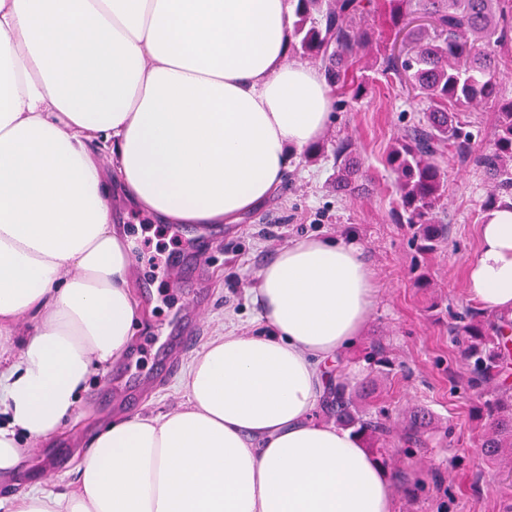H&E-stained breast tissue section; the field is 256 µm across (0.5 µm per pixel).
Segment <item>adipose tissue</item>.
<instances>
[{
    "mask_svg": "<svg viewBox=\"0 0 512 512\" xmlns=\"http://www.w3.org/2000/svg\"><path fill=\"white\" fill-rule=\"evenodd\" d=\"M290 0H0V474L75 413L140 319L112 199L235 224L325 131L322 71L288 58ZM465 295L512 317V208L488 209ZM259 330L216 333L185 404L112 421L78 487L8 512H397L387 470L314 417L377 300L355 241L288 243L255 274Z\"/></svg>",
    "mask_w": 512,
    "mask_h": 512,
    "instance_id": "obj_1",
    "label": "adipose tissue"
}]
</instances>
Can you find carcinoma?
Returning a JSON list of instances; mask_svg holds the SVG:
<instances>
[{
  "mask_svg": "<svg viewBox=\"0 0 512 512\" xmlns=\"http://www.w3.org/2000/svg\"><path fill=\"white\" fill-rule=\"evenodd\" d=\"M384 8L389 25L400 32L405 16L420 11L429 22L407 33L404 54L382 60L383 72L404 76L419 91L430 109L418 124L389 151L386 165L396 174V192L405 221L432 250L442 243L448 228L438 223V209L446 187L445 154L462 166L487 177L486 205L512 203V98L502 97L498 74L502 52L512 42V0H296L293 37L297 51L324 65L332 90L350 93L357 100L368 86L360 72L375 66L364 15ZM499 104L491 143L476 144L468 131L473 122L463 112L482 104ZM362 170L350 145L336 150V188L352 194L362 185ZM454 341L463 347L470 388L485 400L489 422L480 451L489 460L509 452L512 465V388L502 382L504 365L512 362L505 351L512 334V319L485 320L478 308L450 326ZM322 412L379 446L381 462L389 453L384 445L396 442L406 448H425L432 429L429 412L416 409L401 429L389 415L373 412L348 386L332 382L322 400Z\"/></svg>",
  "mask_w": 512,
  "mask_h": 512,
  "instance_id": "1",
  "label": "carcinoma"
}]
</instances>
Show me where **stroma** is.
Masks as SVG:
<instances>
[{
	"instance_id": "stroma-1",
	"label": "stroma",
	"mask_w": 512,
	"mask_h": 512,
	"mask_svg": "<svg viewBox=\"0 0 512 512\" xmlns=\"http://www.w3.org/2000/svg\"><path fill=\"white\" fill-rule=\"evenodd\" d=\"M366 75L367 95L337 103L315 143L316 155L301 152L280 197L241 223L163 224L113 205L114 226L134 243L136 296L152 313L134 347L142 368L152 372L155 339L168 333L178 316L189 315L200 325L188 349L192 355L223 328L227 310L238 314L240 331L254 330L249 296L259 267L296 238H354L375 273L379 293L341 374L366 404L385 411L396 424H403L415 406L434 417L427 448L394 454L389 475L398 512H512V468L486 461L479 452L483 401L468 390L467 370L449 334L471 307L464 294L465 273L478 249L487 183L474 168L447 161V190L438 218L447 224L448 238L434 250H420L413 229L399 218L395 176L384 157L427 103L395 76L373 69ZM343 140L354 144L369 174L365 189L351 197L334 187V151ZM192 240L204 251L203 262L192 261L187 250ZM374 343L382 345L392 370L380 373L369 364L365 353ZM115 371L106 366L83 394L68 429L38 443L23 461L20 476L0 478L1 500L45 478L57 490L74 489L81 453L116 416ZM180 381L176 374L140 392L129 413H164L184 403Z\"/></svg>"
}]
</instances>
